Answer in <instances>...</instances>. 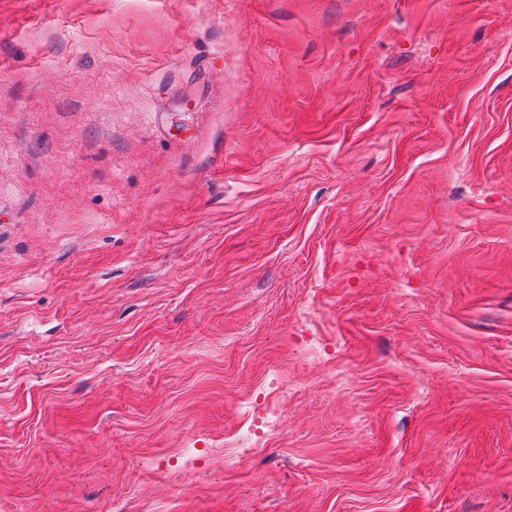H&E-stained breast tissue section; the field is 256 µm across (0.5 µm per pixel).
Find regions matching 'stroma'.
Returning <instances> with one entry per match:
<instances>
[{
  "label": "stroma",
  "mask_w": 512,
  "mask_h": 512,
  "mask_svg": "<svg viewBox=\"0 0 512 512\" xmlns=\"http://www.w3.org/2000/svg\"><path fill=\"white\" fill-rule=\"evenodd\" d=\"M0 512H512V0H0Z\"/></svg>",
  "instance_id": "obj_1"
}]
</instances>
